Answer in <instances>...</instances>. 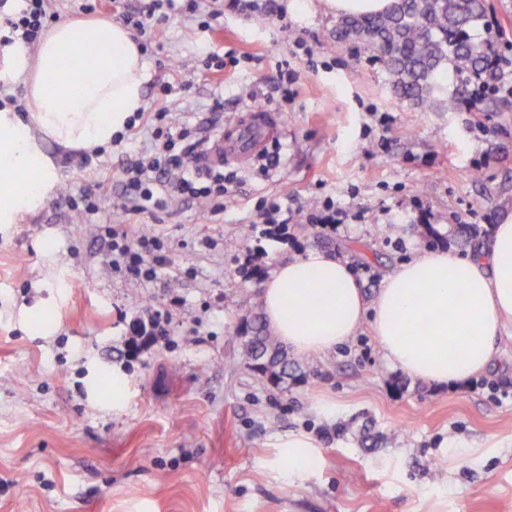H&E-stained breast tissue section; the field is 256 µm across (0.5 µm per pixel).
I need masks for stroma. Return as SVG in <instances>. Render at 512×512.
I'll list each match as a JSON object with an SVG mask.
<instances>
[{
    "mask_svg": "<svg viewBox=\"0 0 512 512\" xmlns=\"http://www.w3.org/2000/svg\"><path fill=\"white\" fill-rule=\"evenodd\" d=\"M335 25L230 11L215 30L180 14L154 23L146 101L205 125L219 97L228 125L255 90L280 119L265 148L278 166H237L223 215L202 203L114 207L147 132L109 147L97 177L77 151L46 143L54 191L0 230V512H512V340H500L495 372L456 388L392 368L367 326L329 353H289L303 373L279 387L239 360L268 266L335 253L371 299L426 239L477 252L512 210V110L411 106L380 62L330 43ZM299 38L316 40L314 60L294 57ZM207 48L238 65L194 66ZM284 65L295 79L282 94ZM86 193L100 210L74 223L71 203ZM275 197L288 201L280 239L259 232V203ZM328 199L349 212L332 236L303 222ZM106 222L166 240L161 279L109 272L96 235ZM237 244L264 252L265 268L239 273ZM147 305L171 316L167 340L148 350L128 332ZM291 436L311 444L299 470L284 458Z\"/></svg>",
    "mask_w": 512,
    "mask_h": 512,
    "instance_id": "stroma-1",
    "label": "stroma"
}]
</instances>
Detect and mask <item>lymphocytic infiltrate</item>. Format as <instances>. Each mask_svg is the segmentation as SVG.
Masks as SVG:
<instances>
[{
  "mask_svg": "<svg viewBox=\"0 0 512 512\" xmlns=\"http://www.w3.org/2000/svg\"><path fill=\"white\" fill-rule=\"evenodd\" d=\"M228 8L252 17L264 15L271 5L269 0H143L142 4L125 7L120 16L127 25L142 32L177 9L215 20L223 17ZM51 17L50 0H13L11 10H0V42H35ZM139 124L149 126L157 144L125 169L122 183L126 195L156 209L166 207L169 199L183 197L206 204L212 215L222 214L227 185L234 176L220 167L203 166L200 147L205 139L200 131L188 123L172 125L163 107L134 112L126 128L131 131ZM179 140L185 142L192 163H185L182 156L174 154L173 147ZM98 235L107 244L105 265L109 270L122 273L139 285L158 279L166 260L162 237L144 232L133 239L114 224L99 225Z\"/></svg>",
  "mask_w": 512,
  "mask_h": 512,
  "instance_id": "1",
  "label": "lymphocytic infiltrate"
}]
</instances>
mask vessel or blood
Instances as JSON below:
<instances>
[{
	"label": "vessel or blood",
	"mask_w": 512,
	"mask_h": 512,
	"mask_svg": "<svg viewBox=\"0 0 512 512\" xmlns=\"http://www.w3.org/2000/svg\"><path fill=\"white\" fill-rule=\"evenodd\" d=\"M277 132L274 118L266 111H254L248 118L216 135L208 144L207 158L213 164L246 163L259 155Z\"/></svg>",
	"instance_id": "vessel-or-blood-1"
}]
</instances>
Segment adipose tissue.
<instances>
[{
  "mask_svg": "<svg viewBox=\"0 0 512 512\" xmlns=\"http://www.w3.org/2000/svg\"><path fill=\"white\" fill-rule=\"evenodd\" d=\"M27 118L0 108V224L43 205L56 169L45 142L91 150L108 144L144 104L150 75L120 24L63 22L33 52L18 50ZM261 306L296 352L323 353L370 324L386 360L412 378L453 386L485 372L498 339H512V212L481 253L421 252L386 276L367 299L347 259L324 250L276 263Z\"/></svg>",
  "mask_w": 512,
  "mask_h": 512,
  "instance_id": "adipose-tissue-1",
  "label": "adipose tissue"
}]
</instances>
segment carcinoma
<instances>
[{"instance_id": "carcinoma-1", "label": "carcinoma", "mask_w": 512, "mask_h": 512, "mask_svg": "<svg viewBox=\"0 0 512 512\" xmlns=\"http://www.w3.org/2000/svg\"><path fill=\"white\" fill-rule=\"evenodd\" d=\"M485 17V0H394L384 13L340 18L332 40L357 43L381 61L394 93L417 107L451 112L467 102L484 111L496 99L488 78L498 60L493 40L475 34ZM280 347L258 317L242 359L278 386L288 378V366L276 369Z\"/></svg>"}]
</instances>
